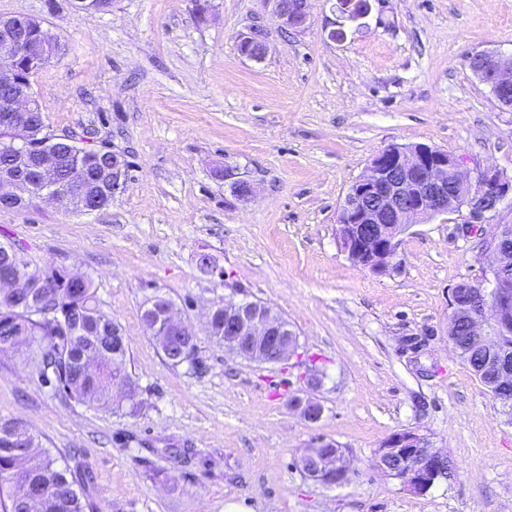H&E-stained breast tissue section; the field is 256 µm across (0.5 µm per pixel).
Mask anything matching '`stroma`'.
Here are the masks:
<instances>
[{"label":"stroma","mask_w":512,"mask_h":512,"mask_svg":"<svg viewBox=\"0 0 512 512\" xmlns=\"http://www.w3.org/2000/svg\"><path fill=\"white\" fill-rule=\"evenodd\" d=\"M336 0H312L282 30L266 0H0L42 20L61 52L33 78L55 132L125 152L123 194L81 214L48 201L0 211V243L30 269L90 276L124 329L140 387L134 416L75 403L25 357L0 352V418L25 425L70 470L94 512H512V410L456 355L448 294L489 261L465 215L413 225L387 272L354 265L336 237L351 184L385 146L426 143L512 177V112L466 66L512 54V0H371L365 25L331 39ZM264 36L263 60L242 33ZM254 185L240 201L215 171ZM216 274L200 270L199 253ZM197 330L172 365L145 332L154 293ZM260 301L288 321L297 356L269 365L218 346L203 327L217 300ZM319 401L305 420L292 397ZM415 430L451 471L424 494L375 467L382 442ZM345 448L343 485L297 465L316 440Z\"/></svg>","instance_id":"stroma-1"}]
</instances>
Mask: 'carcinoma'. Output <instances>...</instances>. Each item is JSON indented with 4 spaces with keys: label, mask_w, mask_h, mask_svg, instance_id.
<instances>
[{
    "label": "carcinoma",
    "mask_w": 512,
    "mask_h": 512,
    "mask_svg": "<svg viewBox=\"0 0 512 512\" xmlns=\"http://www.w3.org/2000/svg\"><path fill=\"white\" fill-rule=\"evenodd\" d=\"M13 270L24 281H34L36 288H19L20 298L0 294V351L22 353L35 362L40 373L53 376L56 387L66 396L88 406L127 409L131 415L142 407L140 396L119 392L122 380L130 377L126 370L127 350L102 360L97 371L80 372L74 363L78 346L85 336H110L121 325L102 308L91 278L79 288L61 283L62 271L50 268L32 271L11 245L0 244V275ZM42 303L65 309L59 321L40 320L33 307ZM453 341L464 349L463 361L475 376L483 368L481 358L469 351L463 327L456 328ZM93 475L83 472L77 479L71 470L58 466L57 459L45 449L42 440L24 425L0 419V512H28L27 502L34 486L42 487L36 512H87L90 504L75 489L90 483Z\"/></svg>",
    "instance_id": "cac0c4a2"
}]
</instances>
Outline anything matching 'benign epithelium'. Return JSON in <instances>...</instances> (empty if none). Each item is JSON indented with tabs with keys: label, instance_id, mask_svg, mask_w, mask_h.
Listing matches in <instances>:
<instances>
[{
	"label": "benign epithelium",
	"instance_id": "1",
	"mask_svg": "<svg viewBox=\"0 0 512 512\" xmlns=\"http://www.w3.org/2000/svg\"><path fill=\"white\" fill-rule=\"evenodd\" d=\"M272 4V16L284 29H301L311 16L310 0H265ZM338 28L333 39L346 37L345 25L360 29L371 12L370 0H337ZM35 20L27 15L0 16V129L8 133L4 142L9 162L0 167V210H17L31 191L30 177H35L44 200L60 201L76 212L92 213L106 208V203L125 191L128 184L127 159L120 151L112 152V165L99 173L100 192L95 205L86 204L87 186L78 180L60 187L56 156L32 151L29 144L31 125L28 116L41 111L31 77H21L7 66L10 61L25 60L33 70L43 69L59 55L60 47L52 37L34 39ZM239 52L260 60L266 44L251 33L237 39ZM478 60L473 74L489 89L498 106L512 109V55L494 50L471 55ZM47 142L64 141L74 146L79 158L95 152L81 138L70 133L55 134L44 127ZM217 176L230 181L232 192L241 200L254 194L250 181L233 178L229 165ZM512 203V179L492 167H469L465 161L435 146L417 143L390 144L378 151L365 172L349 187L341 205L336 228L342 250L356 265L373 273L387 270L396 256L401 236L415 224H425L439 217L468 211V223L482 224L504 203ZM481 247L492 257L490 276L474 284L461 282L451 289L449 302L451 325L462 324L470 336V346L478 350L493 377L492 395L512 406V352L500 347L498 336L512 330V308L503 284L512 279L504 268L506 250L512 248V224H498L495 232L482 239ZM494 318H488L491 306ZM224 311V349L250 361L280 364L297 354L298 336L270 306L227 297L209 309L206 328L212 329L219 311ZM164 319L162 342L175 340L181 350L175 358L185 362L196 336L193 328L179 318L172 307L160 313ZM292 404L309 421H318L323 407L314 401L294 399ZM335 443L321 439L301 455L304 474L326 485L346 480L345 451ZM380 472L394 468L398 479L413 494L427 492L441 475L440 453L430 438L416 431L396 432L380 445L375 463Z\"/></svg>",
	"mask_w": 512,
	"mask_h": 512
}]
</instances>
